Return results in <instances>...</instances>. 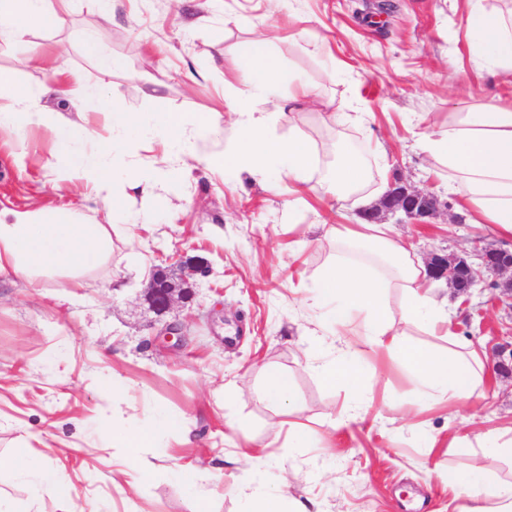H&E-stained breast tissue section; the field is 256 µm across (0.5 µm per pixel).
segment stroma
Here are the masks:
<instances>
[{"mask_svg":"<svg viewBox=\"0 0 512 512\" xmlns=\"http://www.w3.org/2000/svg\"><path fill=\"white\" fill-rule=\"evenodd\" d=\"M379 2L112 0L106 23L95 0H49L66 23L29 35L42 64L25 63L27 45L0 42V73L39 90L50 85L54 61L65 60L70 98L43 105L70 119L84 115L89 134L76 146L89 153L93 134L108 127L93 89L119 96L146 121L159 111L226 114L225 95L244 91L234 54L251 29L267 30L282 70L324 88L325 102L308 117L304 134L320 141L330 134V112L363 109V119L344 132L359 141L371 136L385 148L386 166L375 180L399 179L445 203L428 223L397 224L394 234L422 257L432 250L460 254L480 231L449 205L417 134L446 120L449 101L478 89L505 97L512 85L474 70L465 0H393L389 14ZM90 38L112 56L110 76L85 55ZM336 60L342 74L331 81L326 69ZM163 160L181 169L179 183L148 197L130 193L116 212L87 188H57L47 129L0 127L1 210H73L82 222L112 227V258L86 274L79 296L70 295L63 276L33 283L0 277V492L16 512H193L202 497L209 512H244L249 489L237 453L246 444L261 446L271 480L284 482L293 496L317 500L323 512H448L440 473L483 464L472 449L448 447V434L474 407L479 416L469 433L512 427V378L492 375L459 413L441 404L422 411L403 367L373 356L357 336L353 348L372 405L329 447H295L291 421L318 426L351 396L311 369L337 340L305 302L331 254L327 225L351 223V214L317 184L300 196L287 178L261 182L176 156L159 137L134 158ZM145 212L150 223H138ZM195 257L211 264L210 277L193 281L189 297L165 313L153 312L146 301L152 272L179 279L183 263ZM462 307L455 331L478 347L512 324V312L490 287L473 290ZM169 324L186 325L183 345L156 341ZM271 368L292 376L302 401L297 416L259 398ZM106 377L127 381L130 392L111 396L102 385ZM134 414L147 420L162 414L183 427L159 430L151 447L129 455L103 433ZM411 414L417 428L402 429V417ZM228 416L239 423L231 433ZM433 436L440 447H427ZM21 445L64 470L70 504L34 499L15 477L8 461ZM172 456L196 472L194 485L170 471Z\"/></svg>","mask_w":512,"mask_h":512,"instance_id":"obj_1","label":"stroma"}]
</instances>
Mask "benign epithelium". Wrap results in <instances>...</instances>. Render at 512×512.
Masks as SVG:
<instances>
[{"instance_id": "obj_1", "label": "benign epithelium", "mask_w": 512, "mask_h": 512, "mask_svg": "<svg viewBox=\"0 0 512 512\" xmlns=\"http://www.w3.org/2000/svg\"><path fill=\"white\" fill-rule=\"evenodd\" d=\"M401 212L405 219L419 223L421 219L438 212L437 198L429 193L394 184L389 191L368 211L373 223L381 221L386 214ZM473 252L478 264L470 262L465 255L431 252L427 261L430 276L435 281H443L455 293L464 295L483 281L484 274H492L496 279L491 286L499 291L503 300L512 308V250L491 248L474 242ZM190 292L179 288L162 274H153L147 301L149 308L157 314L166 312L179 299ZM186 336V328L179 324H168L159 333V338L172 346H179ZM496 369L502 374L512 375V341L500 344L495 351Z\"/></svg>"}]
</instances>
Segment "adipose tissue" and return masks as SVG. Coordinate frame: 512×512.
I'll list each match as a JSON object with an SVG mask.
<instances>
[{
	"instance_id": "adipose-tissue-1",
	"label": "adipose tissue",
	"mask_w": 512,
	"mask_h": 512,
	"mask_svg": "<svg viewBox=\"0 0 512 512\" xmlns=\"http://www.w3.org/2000/svg\"><path fill=\"white\" fill-rule=\"evenodd\" d=\"M464 24L474 61L479 70L494 76L512 77V0H465ZM63 17L47 6V0H0V41L25 42L37 28H57ZM265 38L249 44L239 56L237 70L249 91L248 99L232 109L231 130L210 117L187 119L177 112H158L154 128L163 132L175 150H187L202 161L264 177L278 168L289 181L309 184L320 178L325 194L343 203L359 204L372 197V165H383L385 156L366 145L372 162L361 155L341 152L326 163L320 151L300 131L303 115L298 108L316 102L318 88L297 79L282 78ZM0 98L23 104L20 112H0V127L24 123L46 127L54 138L62 176L80 182L102 199L120 207L121 197L112 183L122 165L125 143L140 123L138 113L126 111L113 96L101 103L110 118L108 134L97 136L92 154L78 151L74 143L82 129L65 118L43 111L39 92L0 74ZM267 104L264 112L253 111L250 100ZM286 122L288 137H273L270 126ZM222 140V152L209 149ZM433 170L446 179L448 193L469 224L503 240H512V101L479 94L448 111L445 124L425 134L419 142ZM365 153V154H366ZM336 243V254L322 269L318 284L310 292L312 306L323 314L341 346L335 355L313 362L312 369L325 384L349 387L354 396L345 400L331 430L350 428L363 418L370 397L362 391V376L354 361L349 336L359 331L374 353L398 357L410 382L422 395L423 405L445 402L459 406L470 400L485 383L488 362L469 341L450 335L445 349L407 344V327L448 330L452 311L443 309L427 286L425 267L385 224H333L326 231ZM112 256V227L81 224L66 210L31 209L0 211V274L13 273L35 281L55 271L69 270L72 289L84 286L85 271ZM401 289L404 307L400 319L386 310L385 292ZM453 448L478 449L484 465L476 471L448 468L444 485L453 492L450 512H512V430L475 437L457 434ZM247 481L252 489L249 512H318V502L308 503L287 496L279 487L265 484L267 461L251 456ZM11 469L27 482L36 498L69 501L72 488L66 476L52 463H34L26 449H16Z\"/></svg>"
}]
</instances>
